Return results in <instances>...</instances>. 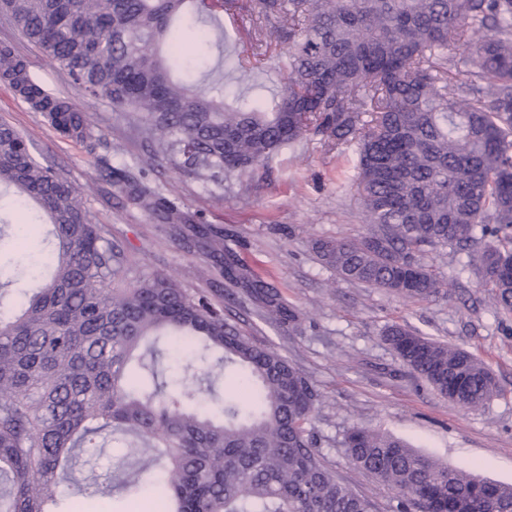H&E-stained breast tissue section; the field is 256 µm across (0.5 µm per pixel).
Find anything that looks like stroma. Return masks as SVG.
I'll return each instance as SVG.
<instances>
[{
	"label": "stroma",
	"instance_id": "1",
	"mask_svg": "<svg viewBox=\"0 0 512 512\" xmlns=\"http://www.w3.org/2000/svg\"><path fill=\"white\" fill-rule=\"evenodd\" d=\"M0 42L12 43L33 75L50 91L88 108L91 140L79 143L28 111L0 84V117L24 132L35 156L64 171L80 190L84 207L107 225L124 251L116 288L160 273L190 297L207 294L258 341L299 368L320 395L309 426L315 448L337 478L370 499L376 512H393L398 493L357 469L345 437L352 426L382 430L449 466L476 468L482 476L512 484V315L495 309L488 288L467 266L463 252L432 251L422 260L448 281L447 295L414 301L339 278L314 251L317 241L358 238L369 224L356 193V145L332 148L309 134L274 153L255 174L204 185L169 163L153 159L135 132L132 113L108 101L87 104L66 72L0 17ZM287 45L268 47L257 16L233 12L224 25V89L228 95L270 96L281 76L277 59ZM146 169L183 211L204 224L233 231L241 264L274 288L299 314L297 322H266L242 289L210 270L204 251L178 242V227L158 222L128 204L106 179L109 168ZM400 324L426 337L463 347L482 359L500 392L481 407L466 409L436 392L395 357L383 332ZM144 465L129 440L102 441L97 453L78 460L60 485L75 512H129V490Z\"/></svg>",
	"mask_w": 512,
	"mask_h": 512
}]
</instances>
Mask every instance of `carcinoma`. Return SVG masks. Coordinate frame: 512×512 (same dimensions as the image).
I'll return each instance as SVG.
<instances>
[{"label": "carcinoma", "instance_id": "carcinoma-1", "mask_svg": "<svg viewBox=\"0 0 512 512\" xmlns=\"http://www.w3.org/2000/svg\"><path fill=\"white\" fill-rule=\"evenodd\" d=\"M233 0H0V15L42 49L92 101L135 114L153 156L205 183L252 173L312 132L357 145L356 190L366 223L356 239H326L321 260L344 280L417 301L446 283L421 262L429 249L464 251L497 310L512 314V0H250L266 37L288 43L280 93L224 95V6ZM214 31L217 61L196 85L170 75L161 50L185 54L172 21L186 7ZM467 49L457 84L448 47ZM0 81L67 137L91 138L88 113L45 89L14 46L0 43ZM370 119H363L364 115ZM128 199L204 240L224 277L272 323L296 321L281 294L236 260L224 234L197 223L145 172L113 171ZM0 184L46 217L52 272L17 314L0 316V512H57L58 470L92 455L99 435L133 436L158 469L143 478L160 512H373L340 482L307 429L317 393L278 351L256 343L206 295L162 274L111 288L123 251L94 222L63 172L0 121ZM190 236V237H192ZM190 237H183L189 242ZM163 332L197 360L242 372L236 398L157 383L142 349ZM386 341L415 374L460 406L497 392L483 360L394 325ZM356 467L399 492L396 512H512V485L420 454L354 426Z\"/></svg>", "mask_w": 512, "mask_h": 512}]
</instances>
